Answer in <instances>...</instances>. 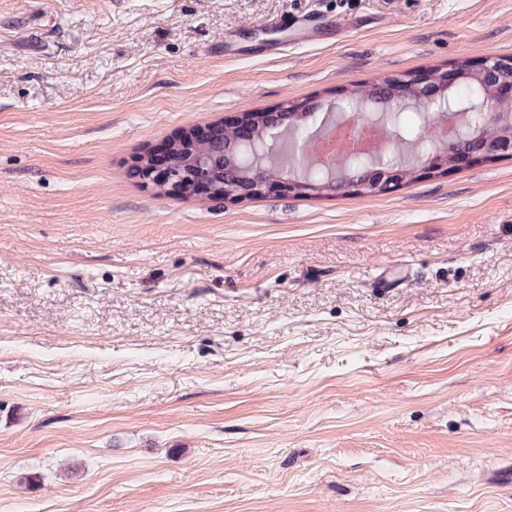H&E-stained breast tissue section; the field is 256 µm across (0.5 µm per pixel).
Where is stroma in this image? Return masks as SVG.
<instances>
[{
    "label": "stroma",
    "mask_w": 512,
    "mask_h": 512,
    "mask_svg": "<svg viewBox=\"0 0 512 512\" xmlns=\"http://www.w3.org/2000/svg\"><path fill=\"white\" fill-rule=\"evenodd\" d=\"M490 55L512 0H0V512H512V155L237 202L138 167ZM405 170L396 161H378L369 170L365 168L362 171L364 175L352 180L355 186L352 191L371 195L392 192L404 182Z\"/></svg>",
    "instance_id": "35a3bbf8"
}]
</instances>
